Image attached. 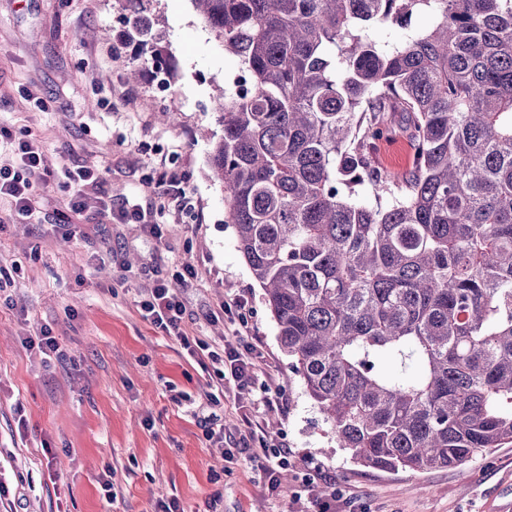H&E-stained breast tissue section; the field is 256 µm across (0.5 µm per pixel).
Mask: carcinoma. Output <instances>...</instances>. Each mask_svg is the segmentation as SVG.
Instances as JSON below:
<instances>
[{
	"label": "carcinoma",
	"mask_w": 512,
	"mask_h": 512,
	"mask_svg": "<svg viewBox=\"0 0 512 512\" xmlns=\"http://www.w3.org/2000/svg\"><path fill=\"white\" fill-rule=\"evenodd\" d=\"M192 4L241 76L209 153L225 223L336 445L424 472L512 443V0ZM387 112L399 175L373 156ZM387 114L388 121L392 124V132L378 142L374 158L381 169L400 174L409 169L412 164L413 151L405 131L407 118L403 112H387Z\"/></svg>",
	"instance_id": "1"
}]
</instances>
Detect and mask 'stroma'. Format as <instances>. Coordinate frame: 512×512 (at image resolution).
<instances>
[{
  "mask_svg": "<svg viewBox=\"0 0 512 512\" xmlns=\"http://www.w3.org/2000/svg\"><path fill=\"white\" fill-rule=\"evenodd\" d=\"M146 14L163 74L145 63L121 0H0V125L39 140L54 169H96L113 209L137 189L142 205L153 204L164 171L196 201L163 217L158 239L92 208L71 215L70 227L57 224L68 191L40 170L30 177L34 217L13 218L0 202V512H158L173 499L182 512H307V473L336 489V512H512V443L425 472L371 469L337 447L280 347L210 171L222 133L214 99L238 60L191 0H149ZM30 92L48 111L33 110ZM163 109L177 123L162 121ZM389 120L374 158L399 174L412 164L407 118ZM187 265L198 273L180 291L187 333L236 341L239 325L223 306L245 296L246 336L284 409L240 400L229 383L211 401L210 377L143 319L145 288ZM43 326L63 358L29 345ZM252 422L290 452L279 491L258 476Z\"/></svg>",
  "mask_w": 512,
  "mask_h": 512,
  "instance_id": "35a3bbf8",
  "label": "stroma"
}]
</instances>
